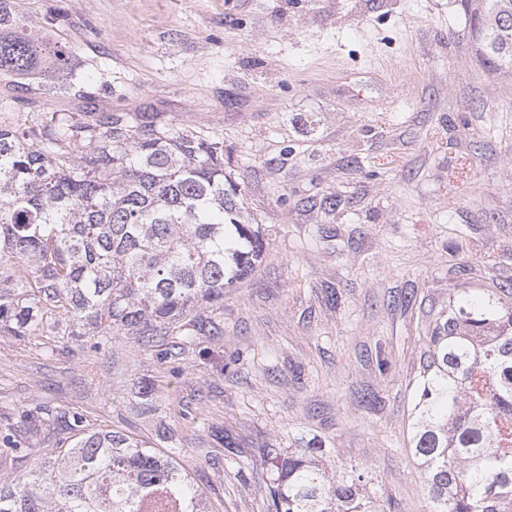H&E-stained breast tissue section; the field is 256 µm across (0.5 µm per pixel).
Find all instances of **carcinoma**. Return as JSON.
<instances>
[{"instance_id":"cac0c4a2","label":"carcinoma","mask_w":512,"mask_h":512,"mask_svg":"<svg viewBox=\"0 0 512 512\" xmlns=\"http://www.w3.org/2000/svg\"><path fill=\"white\" fill-rule=\"evenodd\" d=\"M477 56L512 75V0H462ZM71 49L32 36L0 0V76L45 64L66 70ZM259 225L224 181V144L180 134L145 115L102 112L89 122L53 113L44 127H0V336H130L173 355L218 336L201 314L253 269ZM412 451L431 512H512V308L461 297L436 319L415 380ZM71 436L31 469L0 481V512H207L180 465L125 433L64 411ZM37 425L0 422L20 457ZM268 512H374L362 475L337 478L320 446L258 451Z\"/></svg>"}]
</instances>
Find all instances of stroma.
<instances>
[{
  "instance_id": "obj_1",
  "label": "stroma",
  "mask_w": 512,
  "mask_h": 512,
  "mask_svg": "<svg viewBox=\"0 0 512 512\" xmlns=\"http://www.w3.org/2000/svg\"><path fill=\"white\" fill-rule=\"evenodd\" d=\"M14 3L73 56L0 78V125L145 112L221 141L264 247L206 310L221 341L177 356L117 334L96 353L0 336V416L78 409L144 440L167 427L163 453L211 512H268L258 447L314 444L375 507L431 512L411 449L431 328L462 296L512 308V78L477 57L460 0Z\"/></svg>"
}]
</instances>
